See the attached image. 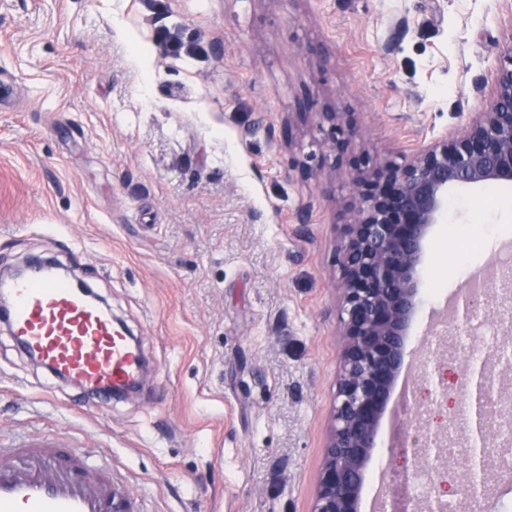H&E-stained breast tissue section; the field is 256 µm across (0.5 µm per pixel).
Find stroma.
<instances>
[{
  "instance_id": "stroma-1",
  "label": "stroma",
  "mask_w": 512,
  "mask_h": 512,
  "mask_svg": "<svg viewBox=\"0 0 512 512\" xmlns=\"http://www.w3.org/2000/svg\"><path fill=\"white\" fill-rule=\"evenodd\" d=\"M169 30L192 53L163 50ZM512 34L507 0H0V271L52 257L104 296L152 366L100 400L0 332V448L45 436L111 463L139 512H311L340 353L335 284L347 164L328 168L298 101L354 113L349 158L397 154L481 111ZM420 267L422 310L365 472L380 512L424 468L403 411L431 426L471 362L461 286L436 255L512 257V186L454 194Z\"/></svg>"
}]
</instances>
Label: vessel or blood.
<instances>
[{
    "label": "vessel or blood",
    "mask_w": 512,
    "mask_h": 512,
    "mask_svg": "<svg viewBox=\"0 0 512 512\" xmlns=\"http://www.w3.org/2000/svg\"><path fill=\"white\" fill-rule=\"evenodd\" d=\"M7 317L18 346L92 394L136 380L138 355L111 316L70 282L35 269L14 281ZM137 512L119 497L111 465L49 442L0 448V512Z\"/></svg>",
    "instance_id": "obj_1"
}]
</instances>
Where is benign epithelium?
I'll return each instance as SVG.
<instances>
[{
    "label": "benign epithelium",
    "instance_id": "7a95c632",
    "mask_svg": "<svg viewBox=\"0 0 512 512\" xmlns=\"http://www.w3.org/2000/svg\"><path fill=\"white\" fill-rule=\"evenodd\" d=\"M504 53L492 95L464 127L407 155L378 154L348 173L336 284L340 362L313 512H361L365 472L421 305L424 244L443 223L449 192L512 183V37ZM315 117L329 125L331 155L363 138L351 112L329 106ZM470 386L473 401L452 417H464L473 446L496 448L492 425L512 416V400L500 396L483 365L473 368Z\"/></svg>",
    "mask_w": 512,
    "mask_h": 512
}]
</instances>
